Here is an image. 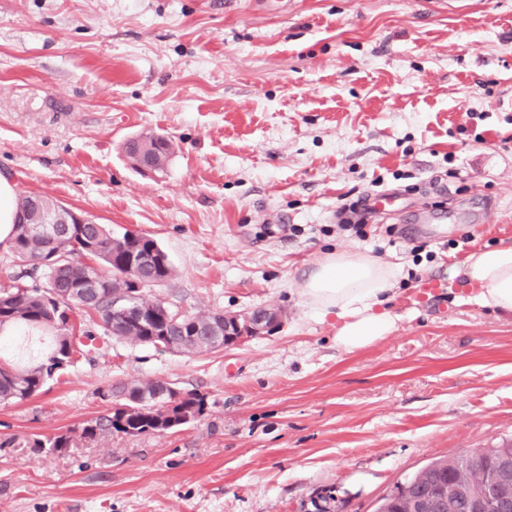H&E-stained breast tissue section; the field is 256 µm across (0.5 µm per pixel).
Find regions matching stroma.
Masks as SVG:
<instances>
[{
	"label": "stroma",
	"instance_id": "1",
	"mask_svg": "<svg viewBox=\"0 0 512 512\" xmlns=\"http://www.w3.org/2000/svg\"><path fill=\"white\" fill-rule=\"evenodd\" d=\"M149 132L176 146L160 176L123 152ZM0 173L154 238L175 275L148 293L173 311L282 314L206 356L102 340L0 403V512H314L328 492L374 512L431 460L512 437V317L463 273L512 245V0H0ZM377 183L389 213L341 230ZM336 251L405 272L395 330L354 352L301 291ZM130 377L207 411L82 437ZM368 202V195L365 197H360L356 200L350 201L349 203H345L339 211L340 216L346 215L347 213L351 214L350 216L354 218V224H351L352 221L349 218L346 220L342 219L341 222L349 224L348 227L354 230L356 235L360 237L366 236L365 228L369 219L374 214L370 209Z\"/></svg>",
	"mask_w": 512,
	"mask_h": 512
}]
</instances>
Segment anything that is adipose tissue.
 I'll list each match as a JSON object with an SVG mask.
<instances>
[{
  "instance_id": "obj_1",
  "label": "adipose tissue",
  "mask_w": 512,
  "mask_h": 512,
  "mask_svg": "<svg viewBox=\"0 0 512 512\" xmlns=\"http://www.w3.org/2000/svg\"><path fill=\"white\" fill-rule=\"evenodd\" d=\"M463 266L474 287L473 300L512 315V246L470 254ZM402 273L400 265L359 252H332L309 271L302 288L320 316H335L337 346L353 352L394 331L387 304Z\"/></svg>"
}]
</instances>
